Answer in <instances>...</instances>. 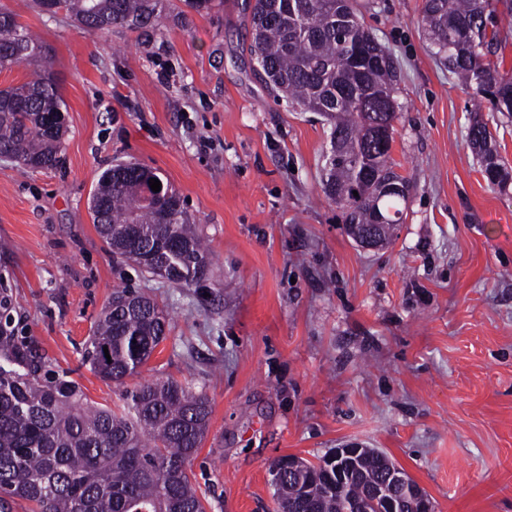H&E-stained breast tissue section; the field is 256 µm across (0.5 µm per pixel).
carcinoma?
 <instances>
[{"mask_svg":"<svg viewBox=\"0 0 512 512\" xmlns=\"http://www.w3.org/2000/svg\"><path fill=\"white\" fill-rule=\"evenodd\" d=\"M76 27L106 34L121 26H147L166 0H57ZM500 13L491 0H425L423 21L435 55L466 86L489 101L492 111L512 115V80L490 60L499 29L512 28V0ZM256 56L268 80L291 103L330 125L323 192L338 204L346 224H373L376 216L401 222L411 186L390 162L397 103V66L363 25L352 0H250ZM33 66L30 78L0 89V157L25 172L48 170L61 161L64 124L48 121L66 111L52 71V50L0 8V72ZM468 143L488 181L504 187L512 173L499 163L495 138L476 119ZM390 182L397 192L385 193ZM93 223L112 257L131 259L151 276L141 256L170 235L183 250L167 256L166 282L198 286L208 278L209 248L184 206L165 222L148 202L134 172L112 165L92 193ZM133 291L113 293L94 330L85 359L105 380L121 383L139 373L166 339V312ZM10 302L0 298V512L20 498L31 512H206L187 467L205 439L211 405L205 394L172 380L145 382L126 395L117 413L88 402L79 384L63 372L43 370L32 342L12 326ZM391 461L368 448L336 492V475L306 461L273 488L277 512H345L383 477Z\"/></svg>","mask_w":512,"mask_h":512,"instance_id":"1","label":"carcinoma"}]
</instances>
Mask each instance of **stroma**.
<instances>
[{
    "mask_svg": "<svg viewBox=\"0 0 512 512\" xmlns=\"http://www.w3.org/2000/svg\"><path fill=\"white\" fill-rule=\"evenodd\" d=\"M248 0L154 25L78 30L32 0H0L54 51L66 103L60 164L0 161V296L49 369L95 405L172 378L206 394L207 436L188 473L206 512H273L269 468L375 448L434 512H512V182L467 142L487 123L512 171V117L476 106L433 53L424 0H354L396 59L390 158L411 185L380 249L348 236L322 190L328 125L289 104L250 53ZM118 160L155 169L210 244L204 287L174 288L113 259L89 200ZM171 322L118 385L83 362L115 291Z\"/></svg>",
    "mask_w": 512,
    "mask_h": 512,
    "instance_id": "1",
    "label": "stroma"
}]
</instances>
